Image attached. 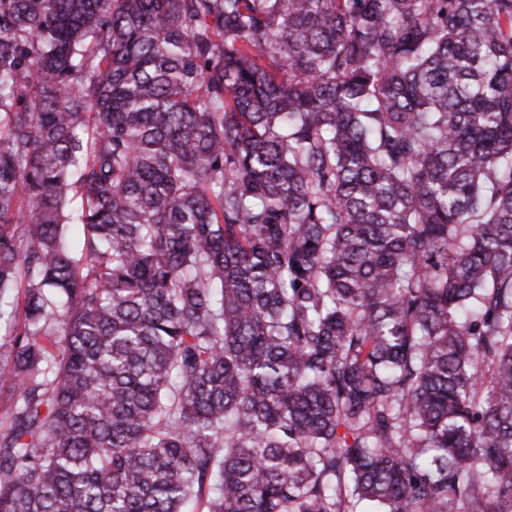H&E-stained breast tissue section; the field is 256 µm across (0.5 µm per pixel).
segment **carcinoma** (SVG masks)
Here are the masks:
<instances>
[{
	"mask_svg": "<svg viewBox=\"0 0 512 512\" xmlns=\"http://www.w3.org/2000/svg\"><path fill=\"white\" fill-rule=\"evenodd\" d=\"M1 357L0 512H512V0H0Z\"/></svg>",
	"mask_w": 512,
	"mask_h": 512,
	"instance_id": "carcinoma-1",
	"label": "carcinoma"
}]
</instances>
